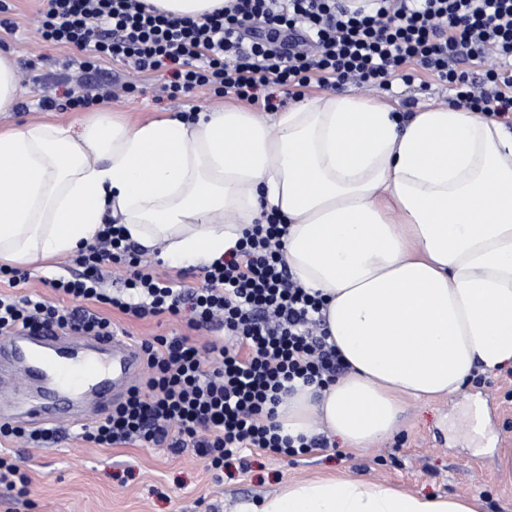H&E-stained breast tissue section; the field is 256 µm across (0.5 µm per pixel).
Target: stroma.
<instances>
[{
  "mask_svg": "<svg viewBox=\"0 0 512 512\" xmlns=\"http://www.w3.org/2000/svg\"><path fill=\"white\" fill-rule=\"evenodd\" d=\"M46 0H0V54L33 67L20 79L21 95L14 111L0 115L1 126L20 127L40 117L69 122L83 110L65 108L72 91L103 95L104 106L136 118L192 112L221 105V97L198 89L176 101L159 98L160 85L170 82L171 66L140 72L130 66L102 62L72 74L69 59H81L77 49L52 44L41 36ZM359 94V87L346 85ZM56 108L41 104L44 94ZM367 97L395 106L411 117L429 105H447L446 84L432 78L391 90L373 88ZM69 257L31 274L23 292L49 303L67 305L47 285L48 280L76 273ZM112 320L134 341L158 334H186L199 348L222 342V330H189L167 317L136 319L112 312ZM512 452V368L476 372L463 391L430 401L407 403L397 433L365 450L343 447L331 439L329 448L280 459L244 451L230 471L215 478L204 458L193 449L176 453L163 446L132 442L104 448L84 441L79 424H61L55 443L41 447L26 440L0 439V455L18 459L30 479L29 505L0 495V512H225L242 502L261 499L291 481L346 475L391 485L422 496H476L482 512H512V473L500 465Z\"/></svg>",
  "mask_w": 512,
  "mask_h": 512,
  "instance_id": "stroma-1",
  "label": "stroma"
}]
</instances>
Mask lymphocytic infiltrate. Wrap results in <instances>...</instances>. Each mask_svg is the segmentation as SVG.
<instances>
[{
	"label": "lymphocytic infiltrate",
	"mask_w": 512,
	"mask_h": 512,
	"mask_svg": "<svg viewBox=\"0 0 512 512\" xmlns=\"http://www.w3.org/2000/svg\"><path fill=\"white\" fill-rule=\"evenodd\" d=\"M41 32L96 62L142 72L175 65V94L205 88L271 111L274 85L292 95L314 85L388 89L426 73L448 85L454 106L512 120V0H225L201 22L169 17L145 0H48ZM469 61L485 62L482 84L462 70ZM285 232L268 214L199 285L186 286L143 269L121 227L105 225L75 255L79 274L49 282L71 306L14 295L27 276L8 270L0 334L54 327L112 335L111 319L91 311L94 303L139 319L182 317L194 330L220 324L227 344H211L204 355L185 335L142 341L143 385L83 428L82 438L105 448L136 440L192 448L217 473L244 449L307 454L326 440L280 435L276 407L296 384L326 387L345 365L328 342L322 300L288 270ZM114 266L127 272L119 295L102 287Z\"/></svg>",
	"instance_id": "lymphocytic-infiltrate-1"
}]
</instances>
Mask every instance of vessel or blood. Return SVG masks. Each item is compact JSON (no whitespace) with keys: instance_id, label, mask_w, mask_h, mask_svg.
<instances>
[{"instance_id":"vessel-or-blood-1","label":"vessel or blood","mask_w":512,"mask_h":512,"mask_svg":"<svg viewBox=\"0 0 512 512\" xmlns=\"http://www.w3.org/2000/svg\"><path fill=\"white\" fill-rule=\"evenodd\" d=\"M11 341V348L0 346V363L19 357L24 385L0 395V420L5 422L59 425L67 403L88 394L96 402L82 416L93 418L110 409L118 389L129 388L142 369L138 348L123 336L86 344L46 330L21 332Z\"/></svg>"}]
</instances>
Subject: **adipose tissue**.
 I'll return each instance as SVG.
<instances>
[{
    "label": "adipose tissue",
    "instance_id": "ef3b65f1",
    "mask_svg": "<svg viewBox=\"0 0 512 512\" xmlns=\"http://www.w3.org/2000/svg\"><path fill=\"white\" fill-rule=\"evenodd\" d=\"M287 226L294 279L324 300L348 370L276 409L283 434L363 449L405 402L512 366V132L451 106L401 120L332 93L265 117L237 105L132 121L0 127V266L40 269L120 224L165 260L207 266L263 213ZM233 223H225V215ZM235 512H480L346 476L285 484Z\"/></svg>",
    "mask_w": 512,
    "mask_h": 512
}]
</instances>
